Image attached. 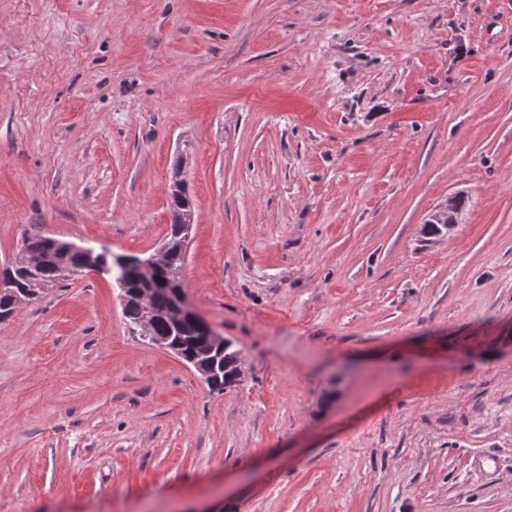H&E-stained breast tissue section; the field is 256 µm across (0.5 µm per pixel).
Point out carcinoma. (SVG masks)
<instances>
[{
  "instance_id": "obj_1",
  "label": "carcinoma",
  "mask_w": 512,
  "mask_h": 512,
  "mask_svg": "<svg viewBox=\"0 0 512 512\" xmlns=\"http://www.w3.org/2000/svg\"><path fill=\"white\" fill-rule=\"evenodd\" d=\"M179 166L180 162L178 161L173 165V182L169 198L172 222L166 236L169 247L164 258V266L159 271V279L164 291L154 296L152 307L156 312V334L171 337V342L177 346L178 351L183 355V361L186 362L205 351V341L196 335L193 326L185 324L179 328L173 327L164 316L168 305V292L185 288L184 268L189 231L185 230L183 225L177 221V216L192 210L193 204L186 189L181 187V181L178 178ZM464 206L465 199L463 197L448 198L445 208L429 215L423 225L424 233L430 236L448 233L449 224L458 219ZM31 240L32 246L48 254L49 258L33 272L15 268L5 269L3 278L14 280L15 286L11 292L0 291V316L10 317L16 311V308L13 307V293H19L24 288L39 292L43 285L54 287L70 277L68 270L78 268L85 262V256L80 252L59 250L54 247L52 241L43 240L37 235L31 237ZM135 288V282H128L126 300L122 304V315L130 329L135 328L145 316V308L135 295ZM238 354L239 350L231 347L221 353L216 351L210 355V358L216 361L218 373V379L212 390L222 392L225 387L237 384L235 378Z\"/></svg>"
}]
</instances>
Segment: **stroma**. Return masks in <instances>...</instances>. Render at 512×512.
Segmentation results:
<instances>
[{
    "mask_svg": "<svg viewBox=\"0 0 512 512\" xmlns=\"http://www.w3.org/2000/svg\"><path fill=\"white\" fill-rule=\"evenodd\" d=\"M184 154L241 382L60 283L0 323V512H512V0H0V269L148 256ZM445 205L447 207L429 215L423 225V231L426 235L440 236L447 234L450 230L448 225L458 220V216L465 206V199L461 196H453L448 198Z\"/></svg>",
    "mask_w": 512,
    "mask_h": 512,
    "instance_id": "stroma-1",
    "label": "stroma"
}]
</instances>
